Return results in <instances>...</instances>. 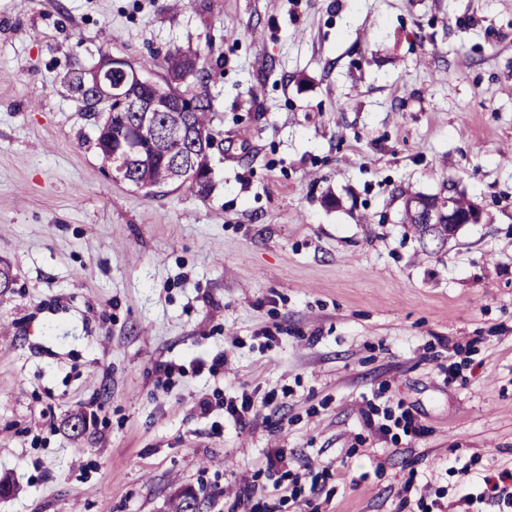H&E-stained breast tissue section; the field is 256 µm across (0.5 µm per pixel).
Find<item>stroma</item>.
<instances>
[{"label":"stroma","mask_w":512,"mask_h":512,"mask_svg":"<svg viewBox=\"0 0 512 512\" xmlns=\"http://www.w3.org/2000/svg\"><path fill=\"white\" fill-rule=\"evenodd\" d=\"M172 46L216 64L182 84L223 141L203 198L113 181L66 81ZM451 183L483 223H401ZM0 265V512H227L273 448L335 467L325 512L512 470V0H0ZM285 387L243 426L197 410ZM381 387L422 438L368 431ZM152 373L156 377L157 386L163 389L172 387L176 380L186 378L189 371L184 365L162 363L154 366Z\"/></svg>","instance_id":"obj_1"}]
</instances>
